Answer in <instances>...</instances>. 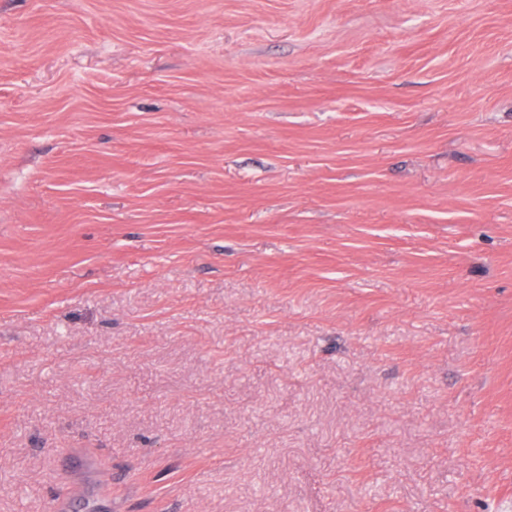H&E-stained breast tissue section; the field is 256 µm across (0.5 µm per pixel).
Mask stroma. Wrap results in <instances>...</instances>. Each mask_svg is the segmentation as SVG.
Returning a JSON list of instances; mask_svg holds the SVG:
<instances>
[{
	"instance_id": "35a3bbf8",
	"label": "stroma",
	"mask_w": 512,
	"mask_h": 512,
	"mask_svg": "<svg viewBox=\"0 0 512 512\" xmlns=\"http://www.w3.org/2000/svg\"><path fill=\"white\" fill-rule=\"evenodd\" d=\"M512 512V0H0V512Z\"/></svg>"
}]
</instances>
